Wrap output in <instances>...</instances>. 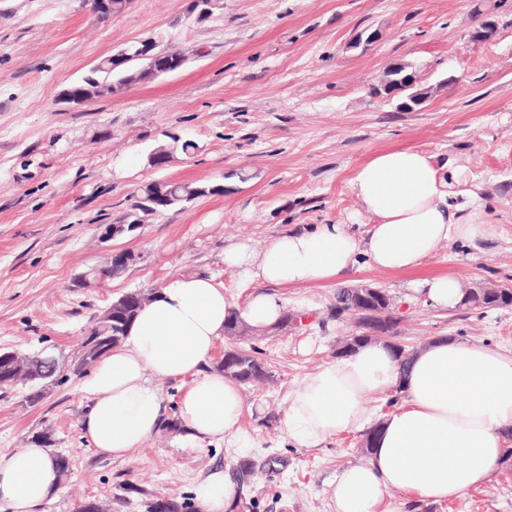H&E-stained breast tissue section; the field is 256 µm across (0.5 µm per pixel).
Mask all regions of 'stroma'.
<instances>
[{"instance_id":"stroma-1","label":"stroma","mask_w":512,"mask_h":512,"mask_svg":"<svg viewBox=\"0 0 512 512\" xmlns=\"http://www.w3.org/2000/svg\"><path fill=\"white\" fill-rule=\"evenodd\" d=\"M186 5L131 0L102 23L91 0H0V350L41 351L66 366L64 381L36 402L24 388L0 389V452L51 432L50 451L68 458L70 472L45 512H77L87 500L108 512H145L159 496L191 503L218 470L244 501L235 512H333L336 470L365 459L361 433L307 448L288 439L282 418L288 392L358 331L353 316L336 313L335 284L269 287L288 326L217 341L214 363L225 350L253 347L271 374L242 389L247 448L193 445L166 427L123 458L99 454L80 431L87 399L71 365L98 315L125 292L205 274L244 304L259 286L225 265L232 244L259 249L308 224H346L366 236L371 224L349 181L374 152L402 147L455 159V187L478 194L471 216L487 233L441 248L411 272L362 267L354 283L391 297L406 349L447 335L512 349V307L442 309L412 290L440 275L464 290L512 289V0H224L201 23ZM488 19L495 37L472 41ZM371 31L378 41L352 48ZM146 38L186 52V65L82 107L60 103L102 58ZM396 62L417 64L419 84L438 85L423 107L401 111L373 94ZM452 74L460 83L444 85ZM170 132L198 152L148 167ZM155 180L225 191L150 217L137 236L101 242L98 225L113 223ZM115 250L136 262L78 286ZM427 512H512V465Z\"/></svg>"}]
</instances>
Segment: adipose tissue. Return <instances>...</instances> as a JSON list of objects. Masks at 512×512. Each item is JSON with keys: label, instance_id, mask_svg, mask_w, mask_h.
<instances>
[{"label": "adipose tissue", "instance_id": "adipose-tissue-1", "mask_svg": "<svg viewBox=\"0 0 512 512\" xmlns=\"http://www.w3.org/2000/svg\"><path fill=\"white\" fill-rule=\"evenodd\" d=\"M454 178L453 161L437 162L424 151L376 152L349 181L372 222L366 237L345 224H318L272 237L259 251L236 244L225 250L224 262L243 281L262 285L342 286L362 262L414 270L442 247L485 230L467 213L471 192L456 191ZM233 313L259 330L283 317L276 297L261 290L240 306L205 276L158 288L125 341L82 384L90 402L80 426L92 448L119 459L157 431L166 418L158 378L189 383L178 414L186 441L246 447L241 386L211 365ZM395 386L404 407L372 418L367 397ZM284 424L289 437L307 447L375 427L367 461L336 472L334 512H397L386 500L391 490L425 504L459 498L492 481L512 431V352L436 336L403 360L386 342L370 343L308 374L288 395ZM62 492L50 449L30 440L0 452V502L10 512H42ZM195 494L201 512H228L236 499L233 482L220 472Z\"/></svg>", "mask_w": 512, "mask_h": 512}]
</instances>
